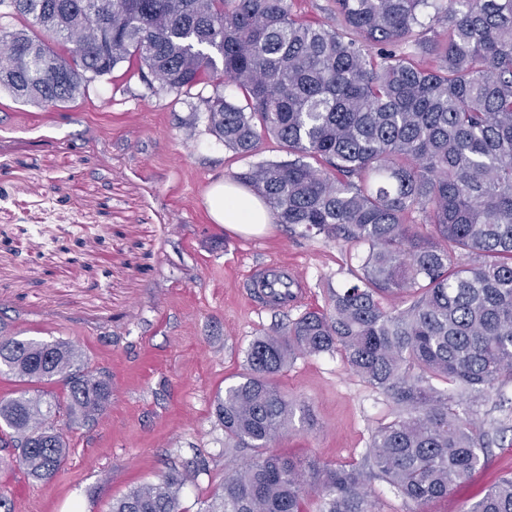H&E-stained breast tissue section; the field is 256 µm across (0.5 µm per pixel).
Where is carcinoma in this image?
Returning a JSON list of instances; mask_svg holds the SVG:
<instances>
[{
  "label": "carcinoma",
  "mask_w": 512,
  "mask_h": 512,
  "mask_svg": "<svg viewBox=\"0 0 512 512\" xmlns=\"http://www.w3.org/2000/svg\"><path fill=\"white\" fill-rule=\"evenodd\" d=\"M336 26L292 0H0L29 27L0 30V91L58 108L128 62L171 90L224 79L247 105L206 100L237 154L274 138L286 161L242 180L278 224L362 249L354 280L282 334L256 337L241 381L217 397L224 452L249 449L204 512H375L379 479L422 505L488 461L473 418L512 377V0H335ZM433 9L441 25L423 34ZM112 40V50L97 45ZM339 350L396 407L358 465L292 458L272 444L296 412L275 376L298 354ZM32 389L0 400V450L36 479L68 454L40 386L64 382L66 428L90 425L112 391L61 341L0 337V376ZM448 384L435 387L433 381ZM173 470L111 512H181ZM470 512H512V476Z\"/></svg>",
  "instance_id": "obj_1"
}]
</instances>
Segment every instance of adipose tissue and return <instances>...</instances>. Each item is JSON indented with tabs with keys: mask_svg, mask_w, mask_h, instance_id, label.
<instances>
[{
	"mask_svg": "<svg viewBox=\"0 0 512 512\" xmlns=\"http://www.w3.org/2000/svg\"><path fill=\"white\" fill-rule=\"evenodd\" d=\"M207 201L213 222L240 234L259 232L271 219L261 198L231 183L213 186Z\"/></svg>",
	"mask_w": 512,
	"mask_h": 512,
	"instance_id": "adipose-tissue-1",
	"label": "adipose tissue"
}]
</instances>
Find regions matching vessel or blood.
<instances>
[{
	"label": "vessel or blood",
	"instance_id": "obj_1",
	"mask_svg": "<svg viewBox=\"0 0 512 512\" xmlns=\"http://www.w3.org/2000/svg\"><path fill=\"white\" fill-rule=\"evenodd\" d=\"M303 279L296 268L265 265L254 268L245 286L254 304L260 308H285L301 303Z\"/></svg>",
	"mask_w": 512,
	"mask_h": 512
}]
</instances>
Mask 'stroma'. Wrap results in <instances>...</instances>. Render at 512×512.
<instances>
[{"label":"stroma","instance_id":"1","mask_svg":"<svg viewBox=\"0 0 512 512\" xmlns=\"http://www.w3.org/2000/svg\"><path fill=\"white\" fill-rule=\"evenodd\" d=\"M217 94L245 103L231 83L177 92L135 64L92 78L63 108L0 92V334L68 342L112 387L96 424L67 431L68 456L52 479L0 461V493L13 512H110L115 499L196 459L204 468L189 475L180 504L203 512L225 473L251 456L225 453L215 415L251 343L326 310L329 289L352 280L358 252L343 241L276 223L244 236L212 221V185L288 157L269 139L247 156L227 149L204 103ZM267 263L299 268L307 283L299 306L250 302L243 284ZM276 383L309 408L276 449L331 466L360 463L394 410L338 351L297 356ZM478 420L496 433L487 464L420 506L373 482L380 512H469L511 475L512 380Z\"/></svg>","mask_w":512,"mask_h":512}]
</instances>
